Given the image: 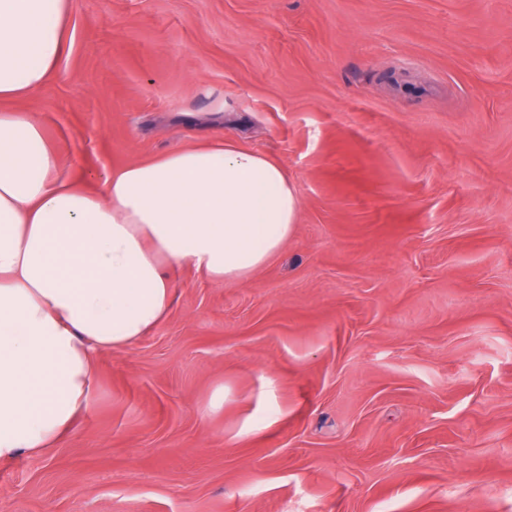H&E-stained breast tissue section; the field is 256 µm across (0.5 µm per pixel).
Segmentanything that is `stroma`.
Listing matches in <instances>:
<instances>
[{"label": "stroma", "instance_id": "35a3bbf8", "mask_svg": "<svg viewBox=\"0 0 512 512\" xmlns=\"http://www.w3.org/2000/svg\"><path fill=\"white\" fill-rule=\"evenodd\" d=\"M25 106L63 178L232 139L300 211L173 272L0 512H512V0H73Z\"/></svg>", "mask_w": 512, "mask_h": 512}]
</instances>
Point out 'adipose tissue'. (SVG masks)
<instances>
[{
  "mask_svg": "<svg viewBox=\"0 0 512 512\" xmlns=\"http://www.w3.org/2000/svg\"><path fill=\"white\" fill-rule=\"evenodd\" d=\"M72 0H0V462L62 442L94 396L101 353L156 328L188 263L249 278L294 234L287 170L231 141L61 178L44 125L13 101L42 88Z\"/></svg>",
  "mask_w": 512,
  "mask_h": 512,
  "instance_id": "adipose-tissue-1",
  "label": "adipose tissue"
}]
</instances>
